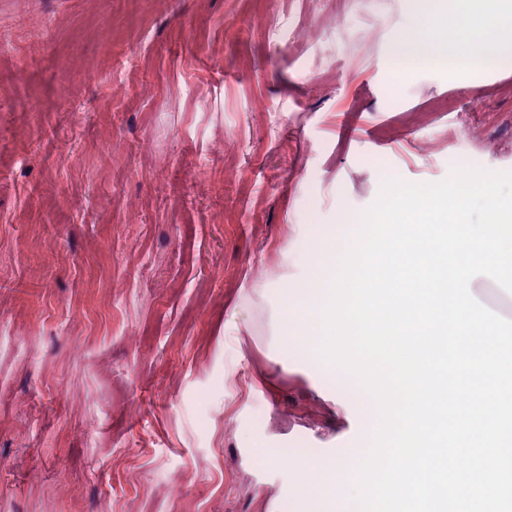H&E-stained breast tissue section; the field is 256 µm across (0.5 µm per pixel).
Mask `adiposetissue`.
I'll return each mask as SVG.
<instances>
[{"label": "adipose tissue", "instance_id": "1", "mask_svg": "<svg viewBox=\"0 0 512 512\" xmlns=\"http://www.w3.org/2000/svg\"><path fill=\"white\" fill-rule=\"evenodd\" d=\"M419 24L417 50L413 55L419 63H449L475 66L495 56L512 60V24L500 17L485 14L465 18L452 37L441 39L436 25L435 0H418Z\"/></svg>", "mask_w": 512, "mask_h": 512}]
</instances>
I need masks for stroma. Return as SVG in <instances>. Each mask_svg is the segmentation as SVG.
Segmentation results:
<instances>
[{
  "mask_svg": "<svg viewBox=\"0 0 512 512\" xmlns=\"http://www.w3.org/2000/svg\"><path fill=\"white\" fill-rule=\"evenodd\" d=\"M489 11L512 0H439L437 26ZM416 16L0 0V512H298L287 452L363 427L281 363L312 225L386 173L512 172V65L396 79Z\"/></svg>",
  "mask_w": 512,
  "mask_h": 512,
  "instance_id": "obj_1",
  "label": "stroma"
}]
</instances>
